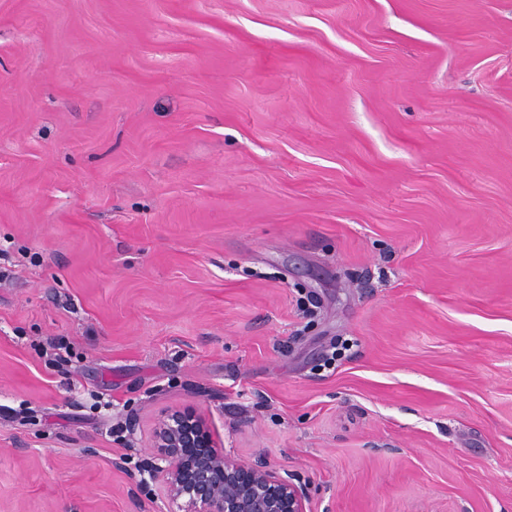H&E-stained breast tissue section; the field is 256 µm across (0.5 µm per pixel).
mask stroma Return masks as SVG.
<instances>
[{
	"label": "stroma",
	"mask_w": 512,
	"mask_h": 512,
	"mask_svg": "<svg viewBox=\"0 0 512 512\" xmlns=\"http://www.w3.org/2000/svg\"><path fill=\"white\" fill-rule=\"evenodd\" d=\"M0 248V512H512V0H0ZM158 459L169 499L183 512H306L302 488L261 461L231 458L215 441L205 418L191 409L166 412L158 422Z\"/></svg>",
	"instance_id": "35a3bbf8"
}]
</instances>
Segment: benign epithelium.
I'll use <instances>...</instances> for the list:
<instances>
[{"instance_id":"obj_1","label":"benign epithelium","mask_w":512,"mask_h":512,"mask_svg":"<svg viewBox=\"0 0 512 512\" xmlns=\"http://www.w3.org/2000/svg\"><path fill=\"white\" fill-rule=\"evenodd\" d=\"M160 476L169 499L183 512H306L302 488L261 461L231 458L215 441L205 418L191 409L166 412L158 422Z\"/></svg>"}]
</instances>
